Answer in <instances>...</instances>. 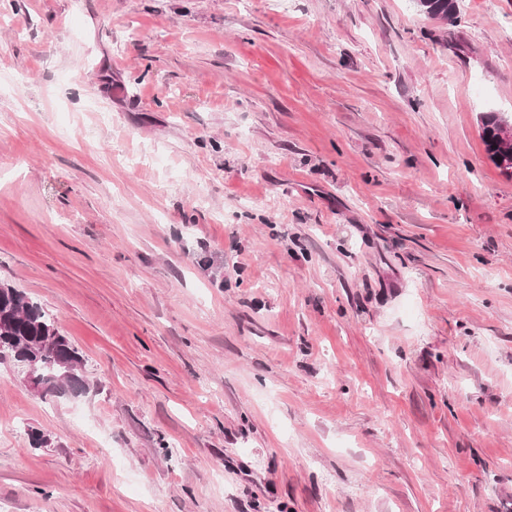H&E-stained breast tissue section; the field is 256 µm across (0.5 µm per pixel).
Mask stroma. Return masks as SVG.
I'll use <instances>...</instances> for the list:
<instances>
[{
  "label": "stroma",
  "mask_w": 512,
  "mask_h": 512,
  "mask_svg": "<svg viewBox=\"0 0 512 512\" xmlns=\"http://www.w3.org/2000/svg\"><path fill=\"white\" fill-rule=\"evenodd\" d=\"M459 10L0 0V281L89 384L0 361L8 512H512V0ZM500 119L494 112L486 113L482 120V141L485 145V150L489 159L494 165L500 169V165L496 158L495 135L494 132L498 126ZM496 134L501 167L504 171L512 173V120L503 116Z\"/></svg>",
  "instance_id": "1"
}]
</instances>
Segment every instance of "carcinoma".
Segmentation results:
<instances>
[{
    "instance_id": "obj_1",
    "label": "carcinoma",
    "mask_w": 512,
    "mask_h": 512,
    "mask_svg": "<svg viewBox=\"0 0 512 512\" xmlns=\"http://www.w3.org/2000/svg\"><path fill=\"white\" fill-rule=\"evenodd\" d=\"M421 11L454 25L459 19L458 0H421ZM499 118L489 112L482 120V141L489 159L497 162L495 135ZM8 358L29 372V386L44 396L61 397L86 388L80 375L79 349L57 325L55 318L23 291L0 284V359Z\"/></svg>"
}]
</instances>
